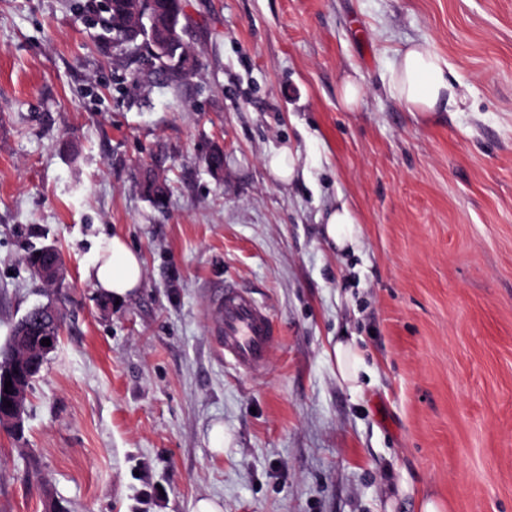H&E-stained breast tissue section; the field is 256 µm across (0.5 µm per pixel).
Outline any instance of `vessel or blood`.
Here are the masks:
<instances>
[{
    "instance_id": "1",
    "label": "vessel or blood",
    "mask_w": 512,
    "mask_h": 512,
    "mask_svg": "<svg viewBox=\"0 0 512 512\" xmlns=\"http://www.w3.org/2000/svg\"><path fill=\"white\" fill-rule=\"evenodd\" d=\"M214 338L224 358L248 374L267 365L279 331L268 309L237 282H225L213 294Z\"/></svg>"
}]
</instances>
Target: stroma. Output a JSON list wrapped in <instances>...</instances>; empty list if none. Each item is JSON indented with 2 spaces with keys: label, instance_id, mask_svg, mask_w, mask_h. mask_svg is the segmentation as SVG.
<instances>
[{
  "label": "stroma",
  "instance_id": "obj_1",
  "mask_svg": "<svg viewBox=\"0 0 512 512\" xmlns=\"http://www.w3.org/2000/svg\"><path fill=\"white\" fill-rule=\"evenodd\" d=\"M85 2L0 0V348L33 306L64 308L22 430L0 429V512H419V488L512 512V0H186L199 67L176 86L131 84ZM412 42L468 85L465 111L389 97ZM284 145L287 184L265 166ZM340 200L352 250L322 232ZM112 234L144 262L119 302L85 276ZM45 244L55 289L27 264ZM228 280L278 326L262 373L212 336ZM62 263L53 245H46L41 251V261L38 265V277L47 285L56 286L61 280ZM336 369L341 380L352 391H360L364 361L354 340H338L333 346Z\"/></svg>",
  "mask_w": 512,
  "mask_h": 512
}]
</instances>
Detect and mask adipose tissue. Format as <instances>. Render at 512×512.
<instances>
[{"label": "adipose tissue", "instance_id": "adipose-tissue-1", "mask_svg": "<svg viewBox=\"0 0 512 512\" xmlns=\"http://www.w3.org/2000/svg\"><path fill=\"white\" fill-rule=\"evenodd\" d=\"M386 89L406 111L425 118L435 112H460L467 105L463 84L451 75L447 60L418 42L398 51L388 67ZM325 235L340 250L358 245L360 230L347 204L328 212ZM85 275L104 295L120 301L141 288L143 260L123 236L106 237Z\"/></svg>", "mask_w": 512, "mask_h": 512}]
</instances>
